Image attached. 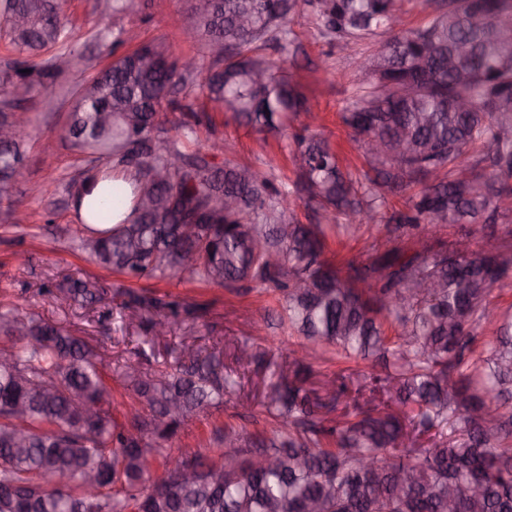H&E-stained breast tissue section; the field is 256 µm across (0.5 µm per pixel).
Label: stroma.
Segmentation results:
<instances>
[{
  "label": "stroma",
  "instance_id": "35a3bbf8",
  "mask_svg": "<svg viewBox=\"0 0 512 512\" xmlns=\"http://www.w3.org/2000/svg\"><path fill=\"white\" fill-rule=\"evenodd\" d=\"M93 8L94 0H68V14L77 26L76 38L85 58L83 76L87 79L112 60L107 46L86 34L94 18ZM191 8L192 0H131L121 22L109 18L104 25L113 35L121 29L130 31L132 39L120 46V53L133 51L142 44L162 42L177 53L196 57L200 72L187 80L174 99L198 109L202 103L194 97V86L200 83L203 70L213 67L214 61L203 42L187 40L183 34ZM288 24L296 34L293 49L281 53L268 48V58L299 84L309 104L320 115L319 135L328 140L342 165L357 174L366 171L363 149L342 123L340 111L362 80L355 63L357 52L376 48V41L361 42L354 53L330 48L316 37L313 17L306 9L289 16ZM62 93L63 87L58 84L36 99L27 143V179L18 186L23 199L22 223H14L6 206H0V308L36 312L42 319L103 346L107 354L104 375L120 412L133 399L121 376L122 369L126 362L135 360L137 352L145 353L148 364L160 367L172 362V349L180 343L209 346L220 342L224 365L236 386L225 397L221 408L194 418L165 442V454L176 457L207 454L228 427L248 437L272 436L278 424L265 410L266 386L274 365H287L296 341L277 320L283 302L281 294L270 287L237 294L219 286L175 278L131 280L90 261L73 237L81 219L67 187L87 173L101 175L112 171L113 166L78 151L67 138L68 109L61 103ZM227 138L235 141L239 161L268 170L275 183L296 199L301 223L321 221V214L306 205L302 179L291 162L290 151L294 147L291 131L267 136L220 112L212 113L210 121L195 128L196 147L219 164L224 156L214 146ZM386 234L385 225L367 224L359 238L342 241L329 238V249L337 263L352 258L364 263L372 241ZM67 276L110 285L114 294L105 303L91 308L63 301L55 287ZM127 288L157 296L186 295L205 305L206 311L194 318H180L168 335L157 336L152 330L151 314L123 308L119 293ZM245 340L253 345L258 359L250 366L241 367L234 362L232 354L235 346Z\"/></svg>",
  "mask_w": 512,
  "mask_h": 512
}]
</instances>
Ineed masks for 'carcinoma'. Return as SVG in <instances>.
Masks as SVG:
<instances>
[{
  "label": "carcinoma",
  "instance_id": "cac0c4a2",
  "mask_svg": "<svg viewBox=\"0 0 512 512\" xmlns=\"http://www.w3.org/2000/svg\"><path fill=\"white\" fill-rule=\"evenodd\" d=\"M125 2L101 0L90 29L97 40L101 21ZM410 2L429 20L397 31L399 0H196L187 35L228 50L199 84L205 103L264 133L311 114L257 54L293 46L288 14L311 8L318 35L341 50L387 35L386 55L360 60L365 81L341 114L354 136L375 141L366 154L376 178L343 170L318 135H294L308 203L335 212L326 224L300 223L296 202L267 173L227 157L217 167L199 149L159 140L168 124L194 133V109L169 99L186 71L165 46L119 55L77 82L73 146L136 171L132 182L102 179L95 195L75 187L77 201L88 198L75 235L82 252L132 279L274 287L300 349L330 346L341 360L372 366L336 376L331 400L342 414L332 420L308 385L305 358L292 359L268 391L280 434L249 449L228 428L210 456L165 457L160 487L149 459L193 416L224 403L223 349L182 350L170 372H125L139 407L121 420L99 346L33 313L1 310L9 347L0 356L9 362L0 365V512H133L142 498L149 512H512V305L492 336H478L498 284L487 274L512 265V244L486 252L477 238L481 224L512 223V33L498 29L512 0H485L480 13L473 0ZM66 4L0 0V38L13 52L0 72V125H14L35 88L80 63ZM27 138V126L15 125L0 143V202L14 210L22 201L11 171L25 169ZM419 182L404 208L381 212L387 195ZM146 197L165 205L146 211ZM370 223L415 233L374 241L370 262L350 260L343 273L326 257L328 231L353 236ZM424 282L437 288L422 291ZM58 290L82 306L109 293L71 277ZM122 294L123 306L167 318L202 310L179 295ZM134 424L142 444L131 448ZM179 463L200 467L198 479L172 480ZM88 474L102 487L91 501Z\"/></svg>",
  "mask_w": 512,
  "mask_h": 512
}]
</instances>
